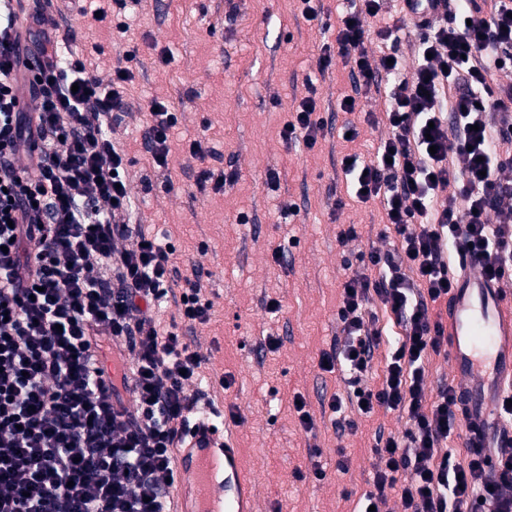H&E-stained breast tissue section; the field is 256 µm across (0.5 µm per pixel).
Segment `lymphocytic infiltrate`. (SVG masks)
I'll return each mask as SVG.
<instances>
[{"instance_id": "f902f5d3", "label": "lymphocytic infiltrate", "mask_w": 512, "mask_h": 512, "mask_svg": "<svg viewBox=\"0 0 512 512\" xmlns=\"http://www.w3.org/2000/svg\"><path fill=\"white\" fill-rule=\"evenodd\" d=\"M55 0H0V512H169L173 450L200 407L209 358L156 311L177 296L184 321L209 323L198 278L170 264L172 248L134 228L126 154L115 134L131 108L135 54L109 83L76 51ZM385 0H358L323 43L319 71L350 63L351 111L385 97L387 138L370 161L347 154L346 199L380 205L393 239L342 285L341 344L322 352L344 380L327 401L404 414L402 434L377 436L380 463L358 512H512V386L495 397L494 452L447 448L463 401L456 386L424 388L425 361L448 348L433 306L446 302L469 261L512 284V0H404L415 39L366 28ZM377 38L385 49L369 57ZM143 147L158 176L171 173L177 123L152 99ZM308 88L283 127L285 143L314 148L325 124ZM368 117V124H375ZM382 306L395 332L380 327ZM385 349L380 385L368 384ZM133 406L116 413L105 385L112 357Z\"/></svg>"}]
</instances>
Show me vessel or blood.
I'll return each mask as SVG.
<instances>
[{
  "instance_id": "obj_1",
  "label": "vessel or blood",
  "mask_w": 512,
  "mask_h": 512,
  "mask_svg": "<svg viewBox=\"0 0 512 512\" xmlns=\"http://www.w3.org/2000/svg\"><path fill=\"white\" fill-rule=\"evenodd\" d=\"M446 325L464 406L470 420L482 421L492 405L487 382L512 379V305L472 271L448 297ZM174 459L180 481L173 512H255L253 484L242 474L239 452L210 420L191 424Z\"/></svg>"
}]
</instances>
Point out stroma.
Returning <instances> with one entry per match:
<instances>
[{"instance_id": "stroma-1", "label": "stroma", "mask_w": 512, "mask_h": 512, "mask_svg": "<svg viewBox=\"0 0 512 512\" xmlns=\"http://www.w3.org/2000/svg\"><path fill=\"white\" fill-rule=\"evenodd\" d=\"M97 11L104 19H94ZM123 16L124 33L116 27ZM67 21L85 33L87 68L102 80L127 51L137 54L128 87L136 109L119 130L136 216L174 245L172 263L182 274H201L215 316L184 334L210 358L205 398L238 414L228 429L244 474L257 483L262 512H356L372 488L376 434L402 433L405 420L382 408L369 415L349 409L345 416L357 429L340 431L323 402L345 385L320 369L319 358L340 335L336 312L347 263L388 244L379 205L334 206L345 193L341 157H370L387 135L385 125L365 120L383 112L382 97L367 96L355 112L340 109L351 90L350 67L339 60L319 74L320 47L336 32L306 21L297 0H141L129 16L120 0H71ZM309 81L327 124L311 150L281 137ZM151 97L169 101L177 116L167 184L157 180L142 145L148 115L141 104ZM346 126L357 128L355 141L341 137ZM202 135L221 156L215 169L240 174L223 191L197 184L199 164L187 149ZM289 203L297 214L286 212ZM344 224L357 225L359 238L340 243ZM271 298L281 303L274 316L265 309ZM268 336L280 338L276 352L264 351ZM223 377L229 388L220 386ZM297 393L314 414L313 432L299 425ZM343 455L344 470L337 466ZM317 464L324 480L310 476ZM298 470L306 480H296Z\"/></svg>"}]
</instances>
